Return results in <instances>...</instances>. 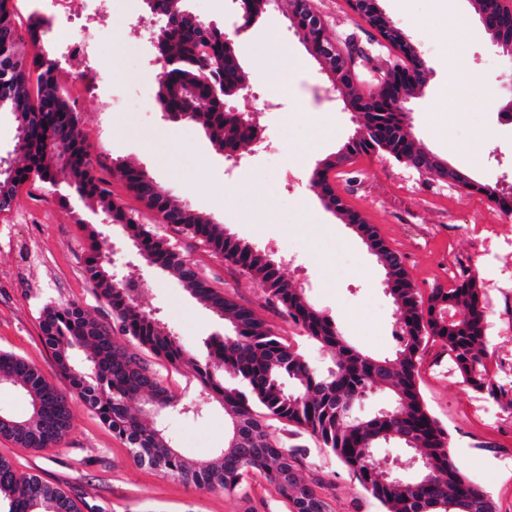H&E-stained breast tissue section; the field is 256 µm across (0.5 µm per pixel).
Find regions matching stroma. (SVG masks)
<instances>
[{
	"label": "stroma",
	"instance_id": "stroma-1",
	"mask_svg": "<svg viewBox=\"0 0 512 512\" xmlns=\"http://www.w3.org/2000/svg\"><path fill=\"white\" fill-rule=\"evenodd\" d=\"M187 8L226 32L236 33L237 55L248 88L234 99L261 129L259 142L228 157L202 125L174 123L156 100V55L151 37L132 27L149 17L144 0H115L112 29L98 60L122 111L106 114L87 98L81 130L91 152L107 157L104 176L115 198L136 212L139 223L169 239L171 247L215 287L254 310L288 344L312 362L330 361V351L310 345L302 329L268 302L265 289L235 265L216 257L197 239L171 231L160 217L129 193L116 163L143 169L169 196L223 225L227 234L272 254L281 271L308 300L329 315L342 336L363 353L393 356L395 311L385 271L341 214L328 210L309 186L319 161L336 154L353 135L357 118L339 99H328L320 64L309 54L285 10H274L243 27L238 0H187ZM338 47L366 49L355 80L375 86L396 58L378 33L358 19L347 0H312ZM382 11L415 45L427 66L426 80L410 97L411 130L440 161L479 185V192L419 174L382 153L361 154L332 171L331 181L350 210L376 227L400 252L421 295L452 279L438 262L441 251L469 249L471 224H510L486 196L512 193V128L495 127L488 104L512 96V59L496 46L471 0H379ZM276 95L270 110L250 101ZM100 232L112 269L135 265L145 286L139 297L164 328L190 348L225 332L224 321L194 297L176 277L150 266L127 229L106 221L80 201L58 202L54 188L23 186L12 209L0 213V350L26 358L45 379L65 390L68 379L42 340L39 316L45 304L80 303L93 317L108 315L92 292L85 266L88 234ZM438 345H427L418 365L422 398L448 429L460 471L493 499L497 512H512V439L492 428L476 393L459 374L441 375L433 360ZM171 389L192 414L168 413L167 433L189 460L204 462L228 437L224 409L201 392L188 373L167 372ZM72 428L55 448L35 452L0 437V456L19 473L38 475L65 489L97 512H287L262 476L252 475L245 492L198 490L157 471L135 465L128 446L112 434L80 399L71 402ZM276 436L308 448L311 475L321 477L330 512H381L380 505L351 480L336 457L317 448L313 437L274 423Z\"/></svg>",
	"mask_w": 512,
	"mask_h": 512
}]
</instances>
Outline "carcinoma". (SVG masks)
<instances>
[{
	"label": "carcinoma",
	"mask_w": 512,
	"mask_h": 512,
	"mask_svg": "<svg viewBox=\"0 0 512 512\" xmlns=\"http://www.w3.org/2000/svg\"><path fill=\"white\" fill-rule=\"evenodd\" d=\"M10 0H0V112L17 122L16 151L23 164L0 174V212L11 209L21 187L38 180L62 187L59 200L96 207L112 224H122L151 263L175 276L191 293L229 323V332L205 341V351L186 347L146 314L125 288L113 283L105 242L89 234L86 270L93 292L111 310L113 321L91 317L78 303L48 305L40 315L45 346L70 382V394L50 385L24 357L0 351V378H8L29 398L30 417L5 416L0 437L34 451L58 446L72 427L69 397L80 398L112 433L126 442L133 462L199 489L239 493L260 474L274 487L289 512H330L317 492L323 480L305 481L309 449L290 448L274 436L271 421L286 422L297 433L316 438L349 475L383 507V512H495L488 493L462 474L453 460L448 430L429 412L418 384L417 364L429 341L453 354L457 371L473 390L488 379L489 341L477 276L469 272L454 287L431 289L422 299L400 254L385 247L386 275L396 323L403 335L390 358H374L345 342L335 322L312 305L281 273L274 260L225 236L224 226L179 205L149 175L122 168L127 188L162 223L208 245L214 255L239 267L268 292L281 313L299 325L313 344L332 353L328 365L308 361L249 307L213 287L160 236L137 223L112 197L111 182L89 159L80 113L57 84L55 56L43 48V23L34 18L20 33ZM475 10L512 30V12L499 0H473ZM269 0H239L241 19L266 12ZM171 0H153L150 12L163 21L154 37L158 59L167 68L158 80L157 99L170 121L190 120L207 128L219 149H237L253 139V126L230 105L242 83L241 64L223 29L196 17L178 18ZM368 135L347 145L351 156L385 152L400 162L415 161L421 144L407 139L400 114L386 103L364 102ZM136 344L165 361L171 370L191 373L228 418L229 435L216 459H186L158 424V416L180 405L163 376L138 352ZM82 355L74 363V355ZM375 385L393 405L365 418L354 410ZM147 396L151 410L133 413L129 401ZM398 444L417 459L415 474L396 479L382 474L372 449ZM7 512H81L75 498L36 475L17 472L0 457V501Z\"/></svg>",
	"instance_id": "obj_1"
}]
</instances>
